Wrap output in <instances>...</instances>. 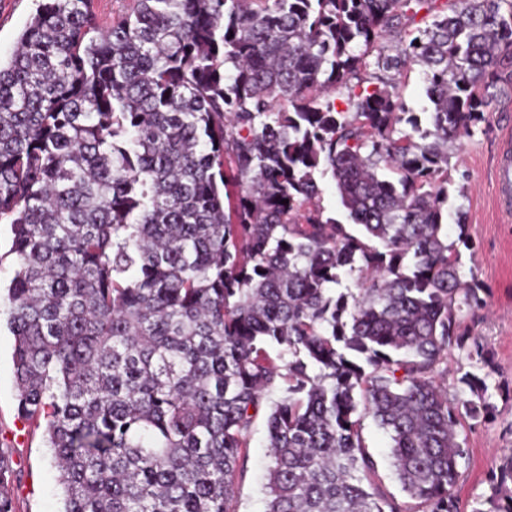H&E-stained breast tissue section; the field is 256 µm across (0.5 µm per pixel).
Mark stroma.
<instances>
[{"label":"stroma","mask_w":512,"mask_h":512,"mask_svg":"<svg viewBox=\"0 0 512 512\" xmlns=\"http://www.w3.org/2000/svg\"><path fill=\"white\" fill-rule=\"evenodd\" d=\"M36 0H0V58L9 59L26 23L35 13ZM396 99L403 111L418 118L420 129L429 126L431 103L421 66L404 70L395 79ZM512 138V87L504 89L473 126L455 144L448 168V201L443 224L449 241H457V220H464L468 244L461 247L462 272L474 278L485 304L464 315L470 335L487 351L486 362L453 349L448 360V391L460 390V377L472 372L485 378L487 395L496 407L494 418L474 423L462 419L458 430L467 454L459 465L455 493L461 512H474L489 493V479L504 456L512 453V215L503 214L495 194V170L503 145ZM14 338L0 328V453L10 461V486L15 512H60L62 489L50 462L43 429L18 415ZM365 446L377 465L382 488L402 504L410 499L401 489L390 456L391 440L372 418L363 422ZM270 463L265 416H258L248 458L236 480L238 512H265L264 485Z\"/></svg>","instance_id":"obj_1"}]
</instances>
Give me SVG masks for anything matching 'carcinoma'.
Returning <instances> with one entry per match:
<instances>
[{
	"label": "carcinoma",
	"instance_id": "1",
	"mask_svg": "<svg viewBox=\"0 0 512 512\" xmlns=\"http://www.w3.org/2000/svg\"><path fill=\"white\" fill-rule=\"evenodd\" d=\"M91 2L43 0L0 63L18 410L63 512H237L265 407V512H459V418L495 407L477 375L469 398L441 382L452 348L484 358L448 150L512 84V0H133L106 31ZM410 65L418 141L391 91ZM325 173L361 234L324 216ZM366 415L408 511L374 482ZM507 477L512 455L473 512H512ZM395 95L402 110L412 112L418 118L420 132L429 127L431 103L426 95V81L423 68L413 65L395 79Z\"/></svg>",
	"mask_w": 512,
	"mask_h": 512
}]
</instances>
